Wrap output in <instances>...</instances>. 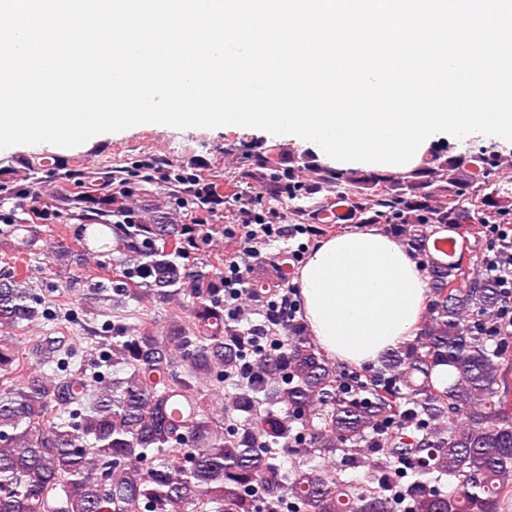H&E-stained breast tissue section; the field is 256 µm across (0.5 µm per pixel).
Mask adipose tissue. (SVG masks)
Instances as JSON below:
<instances>
[{
    "label": "adipose tissue",
    "instance_id": "adipose-tissue-1",
    "mask_svg": "<svg viewBox=\"0 0 512 512\" xmlns=\"http://www.w3.org/2000/svg\"><path fill=\"white\" fill-rule=\"evenodd\" d=\"M295 283L309 332L322 351L356 366L412 340L428 299L419 260L376 227L319 241Z\"/></svg>",
    "mask_w": 512,
    "mask_h": 512
}]
</instances>
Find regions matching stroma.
<instances>
[{
    "mask_svg": "<svg viewBox=\"0 0 512 512\" xmlns=\"http://www.w3.org/2000/svg\"><path fill=\"white\" fill-rule=\"evenodd\" d=\"M273 145L284 152L294 147L293 142L256 128L181 130L146 123L102 133L71 148L14 145L0 150V162L9 161L13 172L22 176L29 161L45 153L56 156L62 164L88 168L128 166L160 156L177 165L195 167L202 181L208 182L216 173L237 171L246 150ZM32 230L24 251L18 250L14 237L0 235V267L17 266L24 287L41 298L47 312L45 318L11 331L21 367L42 362V344L49 336L62 340L73 363L86 365L113 327L129 332L148 328L161 335L171 321H188L185 296L163 300L147 292L135 298L122 294L130 261L114 255L84 256L75 222L65 212L36 221Z\"/></svg>",
    "mask_w": 512,
    "mask_h": 512,
    "instance_id": "35a3bbf8",
    "label": "stroma"
}]
</instances>
